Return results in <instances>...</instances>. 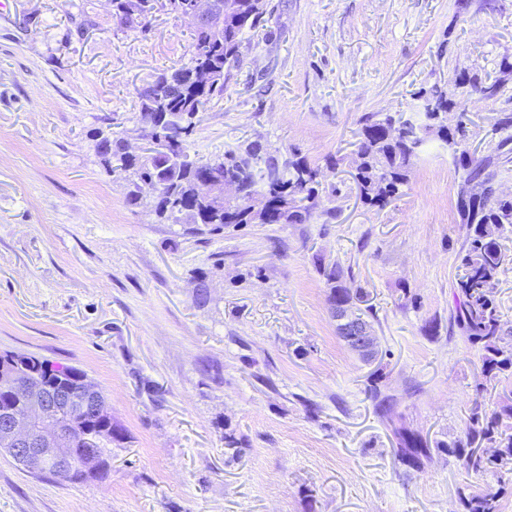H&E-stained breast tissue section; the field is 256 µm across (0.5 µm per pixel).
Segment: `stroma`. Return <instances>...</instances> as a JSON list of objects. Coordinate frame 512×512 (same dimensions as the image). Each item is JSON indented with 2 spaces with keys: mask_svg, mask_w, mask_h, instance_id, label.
<instances>
[{
  "mask_svg": "<svg viewBox=\"0 0 512 512\" xmlns=\"http://www.w3.org/2000/svg\"><path fill=\"white\" fill-rule=\"evenodd\" d=\"M267 31L190 138L197 158L253 140L323 165L350 155L360 120L407 111L455 73L503 78L491 99L459 98L469 148L502 152L512 196V0H269ZM190 29L158 0L146 29L111 0H8L0 10V354L83 370L120 432L108 473L62 483L0 453V512H456L470 473L437 450L460 438L481 354L453 322L467 228L460 177L432 146L385 208L328 175L335 219L188 233L129 206L93 133L139 145L138 89L186 62ZM338 263L374 331L364 361L340 339L320 263ZM433 450L420 470L396 428ZM241 453L224 452L225 436Z\"/></svg>",
  "mask_w": 512,
  "mask_h": 512,
  "instance_id": "1",
  "label": "stroma"
}]
</instances>
